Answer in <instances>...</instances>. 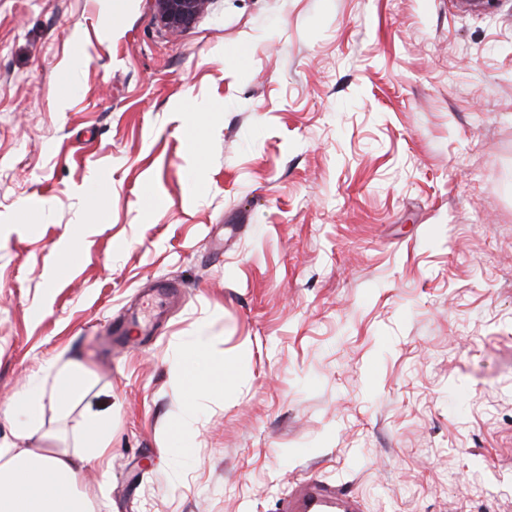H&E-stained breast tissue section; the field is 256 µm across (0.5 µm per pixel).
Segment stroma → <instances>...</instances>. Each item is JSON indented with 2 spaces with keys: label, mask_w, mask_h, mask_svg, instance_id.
Listing matches in <instances>:
<instances>
[{
  "label": "stroma",
  "mask_w": 512,
  "mask_h": 512,
  "mask_svg": "<svg viewBox=\"0 0 512 512\" xmlns=\"http://www.w3.org/2000/svg\"><path fill=\"white\" fill-rule=\"evenodd\" d=\"M58 357L95 512H512V0H0V440ZM209 0H154L157 18L161 25L178 32L193 25L204 12ZM46 372L47 378H51L50 397L62 409L66 410L73 403L83 401L89 373L80 362L68 360L61 365L53 362ZM289 512H361L355 496L328 491L321 485L308 482L288 499Z\"/></svg>",
  "instance_id": "obj_1"
}]
</instances>
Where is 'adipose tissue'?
Instances as JSON below:
<instances>
[{
  "label": "adipose tissue",
  "mask_w": 512,
  "mask_h": 512,
  "mask_svg": "<svg viewBox=\"0 0 512 512\" xmlns=\"http://www.w3.org/2000/svg\"><path fill=\"white\" fill-rule=\"evenodd\" d=\"M46 372L51 380L49 395L23 393L7 408L15 419V438L0 441V512H93L80 482L85 467L107 458L112 419L106 412H86L78 427L76 450L15 444L42 428L44 397L64 409L84 399L89 373L80 362H54Z\"/></svg>",
  "instance_id": "1"
}]
</instances>
